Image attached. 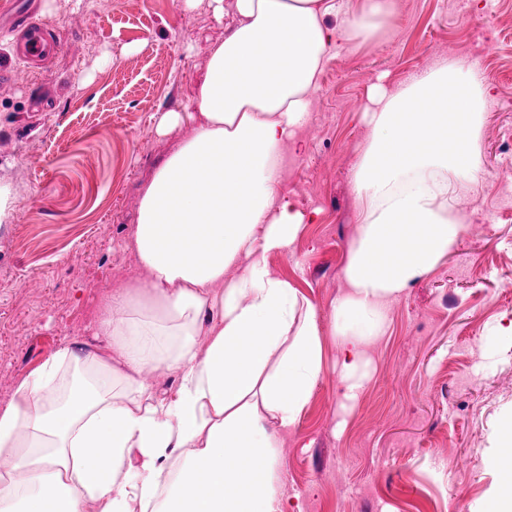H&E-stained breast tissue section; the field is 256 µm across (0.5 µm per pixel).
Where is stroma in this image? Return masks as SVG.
<instances>
[{"mask_svg": "<svg viewBox=\"0 0 512 512\" xmlns=\"http://www.w3.org/2000/svg\"><path fill=\"white\" fill-rule=\"evenodd\" d=\"M388 38L340 42L326 61L305 154L286 155L280 192L313 214L293 258L271 255L329 320L358 230L350 174L369 135L361 104L377 83L395 87L439 57L483 54L495 100L479 139L483 174L460 182L455 210L469 234L430 274L390 302L388 327L367 348L370 378L343 401L339 349L323 337L325 378L297 427L281 438L287 512H473L498 486L487 469L493 432L512 428V345L486 368L481 345L512 320V0H395ZM15 0H0V182L13 193L0 224V406L68 343H91L107 289L144 278L132 248L143 187L192 135L193 88L210 46L228 33L234 0H35L59 44L45 65L15 63L5 36ZM183 123L159 135L160 116Z\"/></svg>", "mask_w": 512, "mask_h": 512, "instance_id": "stroma-1", "label": "stroma"}]
</instances>
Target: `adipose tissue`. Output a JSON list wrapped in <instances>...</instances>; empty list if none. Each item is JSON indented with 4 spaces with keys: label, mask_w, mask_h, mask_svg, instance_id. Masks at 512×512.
I'll return each instance as SVG.
<instances>
[{
    "label": "adipose tissue",
    "mask_w": 512,
    "mask_h": 512,
    "mask_svg": "<svg viewBox=\"0 0 512 512\" xmlns=\"http://www.w3.org/2000/svg\"><path fill=\"white\" fill-rule=\"evenodd\" d=\"M234 12L196 84L193 134L141 193L133 246L147 279L105 295L97 350L66 346L0 408V512H286L280 436L324 363L316 308L269 264L292 257L308 221L279 191L283 156L306 149L326 57L395 15L392 0H234ZM490 96L478 69L442 58L365 108L359 231L330 314L344 399L365 387L364 347L390 301L465 230L448 193L481 173ZM66 366L84 377L64 381ZM150 371L175 375L172 395ZM493 441L500 486L480 512H512V429Z\"/></svg>",
    "instance_id": "obj_1"
}]
</instances>
